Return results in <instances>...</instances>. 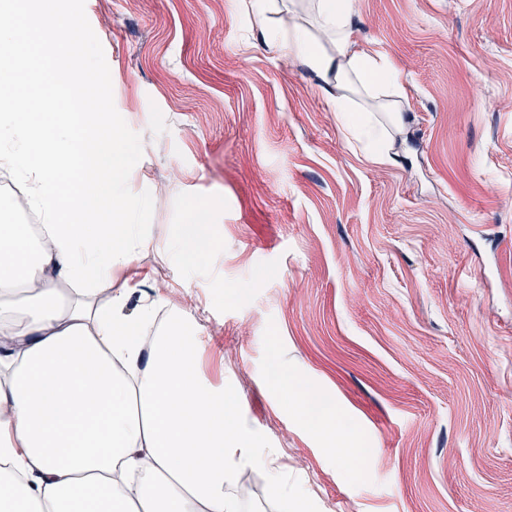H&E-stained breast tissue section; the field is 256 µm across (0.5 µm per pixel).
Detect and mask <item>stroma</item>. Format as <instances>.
Wrapping results in <instances>:
<instances>
[{
    "instance_id": "stroma-1",
    "label": "stroma",
    "mask_w": 512,
    "mask_h": 512,
    "mask_svg": "<svg viewBox=\"0 0 512 512\" xmlns=\"http://www.w3.org/2000/svg\"><path fill=\"white\" fill-rule=\"evenodd\" d=\"M91 27L118 169L151 247L129 311L194 321L310 512H512V0H351L403 124L366 160L251 0H50ZM207 263H168L182 225ZM335 402L370 453L336 462L268 386Z\"/></svg>"
}]
</instances>
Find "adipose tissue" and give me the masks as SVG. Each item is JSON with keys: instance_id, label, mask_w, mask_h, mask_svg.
Wrapping results in <instances>:
<instances>
[{"instance_id": "ef3b65f1", "label": "adipose tissue", "mask_w": 512, "mask_h": 512, "mask_svg": "<svg viewBox=\"0 0 512 512\" xmlns=\"http://www.w3.org/2000/svg\"><path fill=\"white\" fill-rule=\"evenodd\" d=\"M271 2L254 0L257 24L323 84L346 89L334 103L345 134L369 160L385 159L387 127L402 121V88L386 57L352 50L349 0H317L326 48L296 26L269 29ZM75 28L44 8L0 27V92L14 102L27 97L22 73L44 51L40 34L52 32L63 48ZM64 78L77 119L53 127L15 106L0 113V136L14 143L0 166L27 181L43 219L35 232L0 222V512H241L237 474L256 466L267 471L265 492L279 512H307L303 492L289 491L264 453L261 431L245 422L239 393L203 377L195 323L171 315L146 346L141 336L155 308L128 313L130 283L97 304V286L130 267L150 241L132 221L137 201L110 182L111 163L127 145L104 118L108 77L71 67ZM357 91L385 120L354 106ZM63 159L79 173L65 192L56 167ZM270 389L330 442L335 458L367 456L355 430L337 433L334 402L285 373L271 377Z\"/></svg>"}]
</instances>
